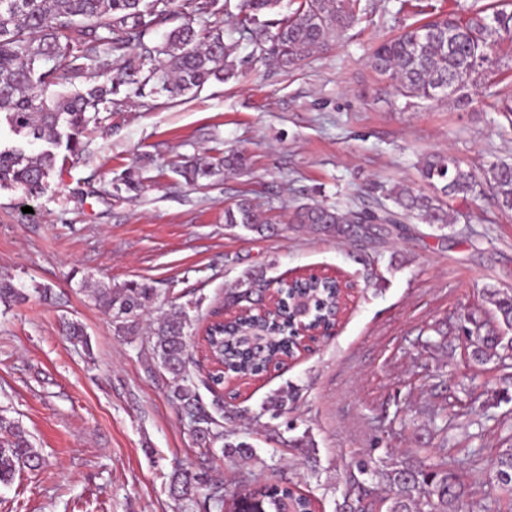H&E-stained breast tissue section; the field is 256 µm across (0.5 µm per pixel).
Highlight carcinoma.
<instances>
[{
	"label": "carcinoma",
	"instance_id": "1",
	"mask_svg": "<svg viewBox=\"0 0 512 512\" xmlns=\"http://www.w3.org/2000/svg\"><path fill=\"white\" fill-rule=\"evenodd\" d=\"M357 0H301L288 16L272 19L279 0H0V115L12 131L25 141L0 148V189L18 188L39 195L58 161L82 150L81 137L90 124L99 123L108 104L119 105L122 88L138 96L145 94L157 73L172 97L196 93L206 83L235 76L233 46L224 41V15L238 10L239 33L247 37L264 64L286 70L303 61L313 50L329 45L337 33L352 26ZM494 0H471L461 11L428 12L400 35L381 42L373 51L371 68L389 81L403 97L435 101L452 97L469 103V90L491 78L504 58L512 59V9ZM171 29L159 45L147 40L156 27ZM90 75L107 79L104 84L76 85ZM130 93V94H132ZM125 94V97H130ZM239 159L195 162L177 167L188 183L221 174L224 165ZM430 194L417 193L404 184L387 191L394 209L342 213L335 208L304 204L296 212L297 223L315 233L358 241L382 231L384 224L417 219L445 228L453 218L448 202L489 192L502 212L512 211V164L495 163L483 181H478L463 162L451 155L436 154L422 167ZM224 223L264 234L270 220L246 202L224 209ZM282 299L296 293L311 298L314 318L333 299V282L302 279L283 281ZM97 302L112 312L116 330L137 331L138 312L153 300L156 288L131 281L119 288L93 289ZM485 302L491 319L460 316L458 330L468 341V356L477 365L496 361L505 371L503 382L512 381V292L491 288ZM186 313L161 319L152 330L153 354L171 375L169 398L181 414L191 419L196 440L210 448L222 443L226 457L248 458L251 445L234 438V432L209 412L189 375ZM243 328L270 334L263 347L251 345L232 327H209L211 353L223 360L232 373L256 377L274 359L288 355V312L278 321L249 322ZM292 394L279 391L264 403L256 418L270 412L278 416L288 409ZM0 430L10 438L0 440V484L11 483L20 467L36 468L41 456L32 448L24 431L0 418ZM458 459L443 455L430 464L401 466L387 473L396 492L386 512H414L415 492L423 489L426 512H475L479 502L466 500L456 472ZM489 483L512 493V448L493 463ZM173 492L192 498L203 494V503L224 507V491L208 482L205 473L177 469L172 474ZM232 498L250 501L261 512H309L310 495L295 485L282 483L235 487ZM365 489L344 502V512H379L378 502L367 500Z\"/></svg>",
	"mask_w": 512,
	"mask_h": 512
}]
</instances>
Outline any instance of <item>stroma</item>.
I'll return each instance as SVG.
<instances>
[{"instance_id":"1","label":"stroma","mask_w":512,"mask_h":512,"mask_svg":"<svg viewBox=\"0 0 512 512\" xmlns=\"http://www.w3.org/2000/svg\"><path fill=\"white\" fill-rule=\"evenodd\" d=\"M470 0H360L357 25L287 71L268 72L225 22L236 44L235 79L209 82L176 99L161 91L108 106L88 128L79 155L43 193L0 190V278L20 298L0 304V416L20 425L43 464L0 484V512H218L169 491L174 466L205 469L233 490L242 480H282L336 512L357 463L374 475L375 499L392 490L380 472L418 462L420 448H477L483 468L512 442V390L499 371L473 365L457 331L435 325L471 312L485 318L487 288L512 289V214L489 196L450 203L446 228L407 220L353 242L311 232L296 207L379 210L398 183L431 193L420 175L432 154H450L483 174L512 162V126L493 111L495 84L459 109L396 96L369 66L372 46L420 20L430 4ZM240 155L241 166L198 184L173 172L187 160ZM139 174L127 188V172ZM249 200L274 229L258 235L224 222ZM267 279L308 271L356 286L351 309L312 352L255 380L209 387L201 344L190 370L205 404L234 412L227 426L252 445L250 458L195 445L192 427L168 399L170 375L153 358L148 325L186 311L193 336L215 312L250 305L246 271ZM148 282L157 294L136 334L117 333L95 288ZM53 291L43 300L41 288ZM68 321L87 345L71 343ZM294 399L280 416L260 415L274 392ZM454 405L456 418L440 412ZM447 425V437L435 429Z\"/></svg>"}]
</instances>
